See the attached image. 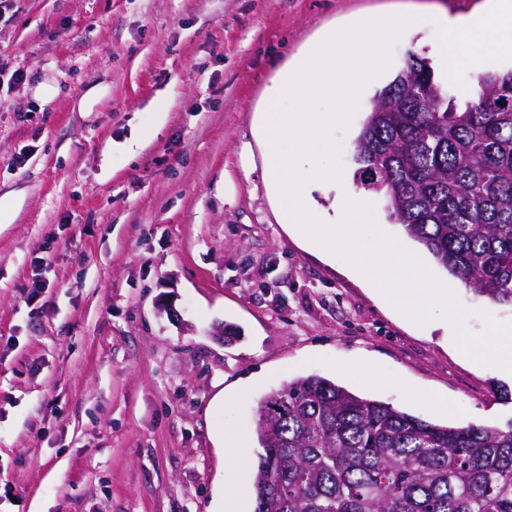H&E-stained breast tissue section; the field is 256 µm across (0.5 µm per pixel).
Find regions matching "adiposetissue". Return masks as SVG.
<instances>
[{
	"label": "adipose tissue",
	"instance_id": "adipose-tissue-1",
	"mask_svg": "<svg viewBox=\"0 0 512 512\" xmlns=\"http://www.w3.org/2000/svg\"><path fill=\"white\" fill-rule=\"evenodd\" d=\"M445 36L437 48L440 62L454 56L458 42L469 41L478 53L486 55L512 50V0H495L493 10L486 16L462 24L448 20Z\"/></svg>",
	"mask_w": 512,
	"mask_h": 512
}]
</instances>
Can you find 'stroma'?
Here are the masks:
<instances>
[{"instance_id":"1","label":"stroma","mask_w":512,"mask_h":512,"mask_svg":"<svg viewBox=\"0 0 512 512\" xmlns=\"http://www.w3.org/2000/svg\"><path fill=\"white\" fill-rule=\"evenodd\" d=\"M12 4L0 18V512H221L236 485L253 512L257 405L310 374L435 423L512 418L511 377L398 318L348 262L279 222L258 137L267 87L327 29L416 10L418 28L334 133L351 193L375 90L409 54L432 53L445 17L488 0ZM423 263L467 329L512 321V307ZM224 324L238 336L217 339ZM228 429L247 462L227 461Z\"/></svg>"}]
</instances>
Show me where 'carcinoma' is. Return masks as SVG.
I'll return each instance as SVG.
<instances>
[{
	"instance_id": "carcinoma-1",
	"label": "carcinoma",
	"mask_w": 512,
	"mask_h": 512,
	"mask_svg": "<svg viewBox=\"0 0 512 512\" xmlns=\"http://www.w3.org/2000/svg\"><path fill=\"white\" fill-rule=\"evenodd\" d=\"M449 95L409 55L355 139L353 182L478 297L512 305V68ZM254 512H512V419L440 425L317 375L257 410Z\"/></svg>"
}]
</instances>
